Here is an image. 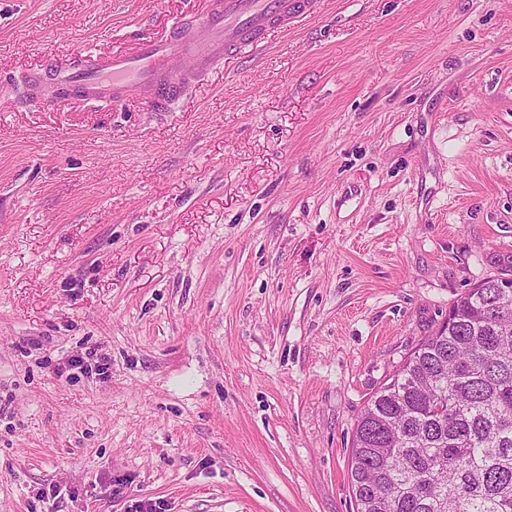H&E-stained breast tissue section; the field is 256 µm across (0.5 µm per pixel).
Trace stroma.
<instances>
[{
	"label": "stroma",
	"mask_w": 512,
	"mask_h": 512,
	"mask_svg": "<svg viewBox=\"0 0 512 512\" xmlns=\"http://www.w3.org/2000/svg\"><path fill=\"white\" fill-rule=\"evenodd\" d=\"M205 6L0 0V512H354L361 411L512 269V0H320L166 112L28 92Z\"/></svg>",
	"instance_id": "obj_1"
}]
</instances>
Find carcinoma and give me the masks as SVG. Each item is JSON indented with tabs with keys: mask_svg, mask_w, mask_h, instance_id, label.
<instances>
[{
	"mask_svg": "<svg viewBox=\"0 0 512 512\" xmlns=\"http://www.w3.org/2000/svg\"><path fill=\"white\" fill-rule=\"evenodd\" d=\"M359 415L356 512H512V287L452 305Z\"/></svg>",
	"mask_w": 512,
	"mask_h": 512,
	"instance_id": "obj_1",
	"label": "carcinoma"
}]
</instances>
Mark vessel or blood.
<instances>
[{
  "label": "vessel or blood",
  "mask_w": 512,
  "mask_h": 512,
  "mask_svg": "<svg viewBox=\"0 0 512 512\" xmlns=\"http://www.w3.org/2000/svg\"><path fill=\"white\" fill-rule=\"evenodd\" d=\"M201 21L175 23L163 36L148 38L123 51L102 57L94 65L53 64L31 70L27 83L33 93L46 86L77 91L86 101H119L135 92L149 93L157 110L179 101L215 66L233 63L253 53L274 34L287 32L309 16V0H214ZM182 55L192 65L172 73L170 59Z\"/></svg>",
  "instance_id": "1"
}]
</instances>
